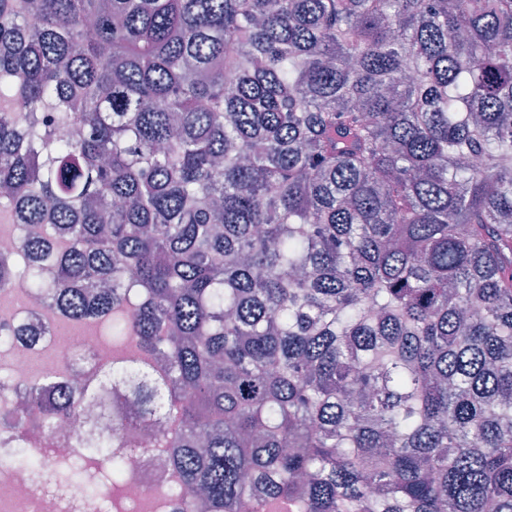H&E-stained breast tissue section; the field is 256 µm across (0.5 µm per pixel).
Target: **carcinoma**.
Masks as SVG:
<instances>
[{"label": "carcinoma", "instance_id": "obj_1", "mask_svg": "<svg viewBox=\"0 0 512 512\" xmlns=\"http://www.w3.org/2000/svg\"><path fill=\"white\" fill-rule=\"evenodd\" d=\"M18 211L0 290L113 336L18 438L153 428L179 512H512V0H0ZM111 428L99 416V408L90 406L77 423L62 425L52 435L55 447L49 448L55 460L69 457L87 434H108Z\"/></svg>", "mask_w": 512, "mask_h": 512}]
</instances>
